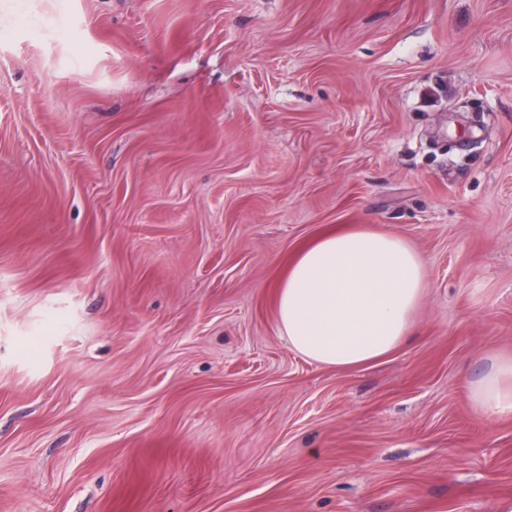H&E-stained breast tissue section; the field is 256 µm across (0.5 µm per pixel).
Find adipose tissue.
I'll use <instances>...</instances> for the list:
<instances>
[{
    "mask_svg": "<svg viewBox=\"0 0 512 512\" xmlns=\"http://www.w3.org/2000/svg\"><path fill=\"white\" fill-rule=\"evenodd\" d=\"M425 287L423 258L401 237L364 225L330 230L302 247L280 279L279 328L308 360L365 365L408 339ZM469 400L484 415L512 414V355L493 359Z\"/></svg>",
    "mask_w": 512,
    "mask_h": 512,
    "instance_id": "ef3b65f1",
    "label": "adipose tissue"
}]
</instances>
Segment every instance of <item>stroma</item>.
I'll return each mask as SVG.
<instances>
[{
    "instance_id": "35a3bbf8",
    "label": "stroma",
    "mask_w": 512,
    "mask_h": 512,
    "mask_svg": "<svg viewBox=\"0 0 512 512\" xmlns=\"http://www.w3.org/2000/svg\"><path fill=\"white\" fill-rule=\"evenodd\" d=\"M369 224L410 338L307 360L275 292ZM512 0H0V512H503ZM469 400L483 415L512 414V355L492 360L488 371L472 383Z\"/></svg>"
}]
</instances>
